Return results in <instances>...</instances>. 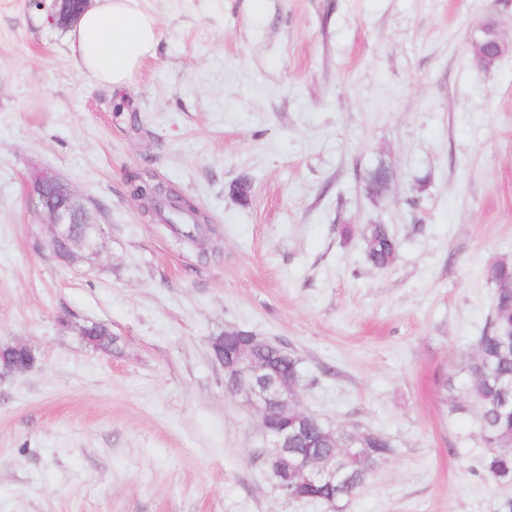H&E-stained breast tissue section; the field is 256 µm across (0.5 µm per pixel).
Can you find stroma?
<instances>
[{
	"mask_svg": "<svg viewBox=\"0 0 512 512\" xmlns=\"http://www.w3.org/2000/svg\"><path fill=\"white\" fill-rule=\"evenodd\" d=\"M139 4L157 45L116 94L68 30L0 0V345L38 359L0 376V512H506L475 412L439 383L490 318L487 268L512 261V53L481 71L471 49L491 16L512 42V0ZM36 168L104 226L89 261L53 256ZM146 172L200 203L219 254L143 216ZM366 224L399 242L388 269L340 235ZM230 327L294 350L302 410L393 440L342 506L274 488L208 346Z\"/></svg>",
	"mask_w": 512,
	"mask_h": 512,
	"instance_id": "stroma-1",
	"label": "stroma"
}]
</instances>
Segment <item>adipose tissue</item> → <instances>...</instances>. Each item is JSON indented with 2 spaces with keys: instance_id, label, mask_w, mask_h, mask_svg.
<instances>
[{
  "instance_id": "ef3b65f1",
  "label": "adipose tissue",
  "mask_w": 512,
  "mask_h": 512,
  "mask_svg": "<svg viewBox=\"0 0 512 512\" xmlns=\"http://www.w3.org/2000/svg\"><path fill=\"white\" fill-rule=\"evenodd\" d=\"M157 36L156 18L138 0H101L83 12L69 39L77 67L119 89L152 55Z\"/></svg>"
}]
</instances>
